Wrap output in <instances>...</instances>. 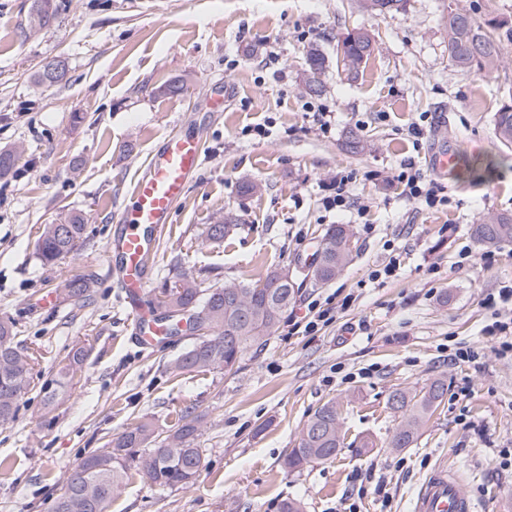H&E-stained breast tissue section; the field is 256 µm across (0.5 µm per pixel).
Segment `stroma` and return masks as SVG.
Listing matches in <instances>:
<instances>
[{"label": "stroma", "mask_w": 512, "mask_h": 512, "mask_svg": "<svg viewBox=\"0 0 512 512\" xmlns=\"http://www.w3.org/2000/svg\"><path fill=\"white\" fill-rule=\"evenodd\" d=\"M447 3L408 0L378 15L364 0H50L47 24L34 31L33 0H0V151L17 158L0 177V320L13 322L18 345L39 352L32 390L0 426V512H50L82 458L144 419L167 433L189 405L206 414L195 485L153 489L133 472L108 512H278L288 498L304 512H411L421 481L442 463L478 512H512V469L497 464L512 448V358L481 335L492 319L486 295L512 281V241L491 262L471 234L488 217L512 214V148L494 126L512 91V39L503 38L492 73L457 68ZM354 30L368 32L375 49L350 79L336 69V46ZM313 48L327 58L316 93L305 86ZM57 58L66 80L38 82L40 67ZM174 79L182 94H164ZM318 108L330 133L313 120ZM179 128L200 137L204 162L161 234L149 303L179 273L208 288L304 267L332 224L348 225L358 247L334 280L305 283L232 372L173 375L171 363L193 341L187 333L159 351L139 345L106 260L115 215ZM352 132L362 153L345 148ZM442 152L453 162L439 172L432 159ZM410 157L446 186L447 205L427 208L386 181ZM340 171L355 175L350 203L329 211ZM245 184L252 193H242ZM72 212L87 218L86 246L43 266L35 254L43 226ZM229 214L239 220L231 238L209 240L207 225ZM465 245L472 257L460 268ZM393 248L397 276L369 282ZM82 273L96 277L83 306L64 295ZM52 292L58 305L43 307ZM332 294L352 296V307L316 335H289V321ZM79 342L90 352L73 394L46 411L38 389ZM459 346L478 348L479 359L455 360ZM438 378L448 391L414 446L389 448L397 424L389 394ZM330 400L343 448L333 460L285 470L288 449ZM363 436L374 447L356 448Z\"/></svg>", "instance_id": "1"}]
</instances>
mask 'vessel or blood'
<instances>
[{"mask_svg":"<svg viewBox=\"0 0 512 512\" xmlns=\"http://www.w3.org/2000/svg\"><path fill=\"white\" fill-rule=\"evenodd\" d=\"M202 164L201 141L182 131L170 133L151 158L132 191L131 203L118 218L120 230L107 246L115 272L129 297V319L137 342L153 348L165 342L163 322L145 314L143 300L150 282V254ZM413 512H476V505L447 466H436L421 484Z\"/></svg>","mask_w":512,"mask_h":512,"instance_id":"b4317fda","label":"vessel or blood"}]
</instances>
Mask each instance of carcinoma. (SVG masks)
I'll return each mask as SVG.
<instances>
[{
	"label": "carcinoma",
	"instance_id": "1",
	"mask_svg": "<svg viewBox=\"0 0 512 512\" xmlns=\"http://www.w3.org/2000/svg\"><path fill=\"white\" fill-rule=\"evenodd\" d=\"M368 8L381 15L405 8L406 0H367ZM504 21H480L460 5L448 0V53L452 63L478 72L494 70L501 64V34ZM342 47V72L355 78L371 56L374 43L364 31L347 33L339 41ZM325 56L311 49L306 56L307 72L314 84L325 67ZM495 131L505 145L512 144V95L495 113ZM476 242L485 247L512 241V215L495 216L473 225ZM88 238L87 224L80 213L69 215L60 224H46L36 244V256L44 266H55L76 254ZM348 225L332 224L320 241L311 263L310 276L325 284L336 277L352 260L356 248ZM280 269L268 272L254 282L227 281L217 288H202L183 273L164 289L163 316L170 335L179 334L183 320L197 322L205 333L194 337L191 345L171 365L177 373L203 372L222 368L231 372L253 344L263 340L281 321L294 303L299 290L296 280L281 281ZM94 282L76 275L67 283L66 295L76 302L90 297ZM89 349L75 345L67 354V363L41 392L46 409L53 410L69 397L73 388L74 367L84 362ZM36 355L14 343L12 325L0 321V424L15 419L18 401L31 390V372ZM441 379L419 393L395 390L388 399L391 410L399 414L388 447L410 448L426 417L445 395ZM199 415L194 407L178 416L176 426L158 439L154 425L142 421L108 442V447L84 457L72 470L63 492L56 498L52 512H108L113 494L122 486L131 470L141 474L151 487L183 489L195 484L203 468V449L197 447ZM344 436L339 406L330 400L321 405L305 424L300 440L285 456L289 471L336 457Z\"/></svg>",
	"mask_w": 512,
	"mask_h": 512
}]
</instances>
